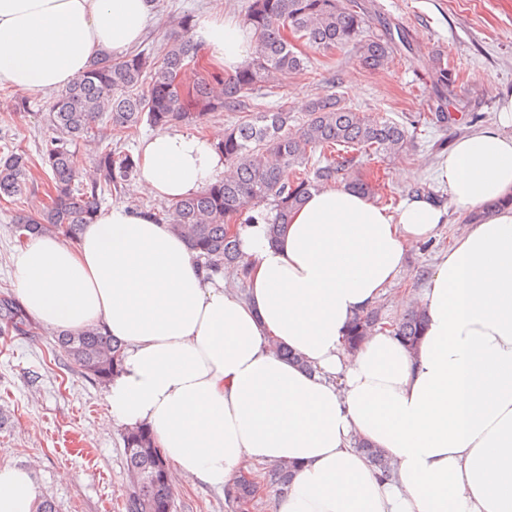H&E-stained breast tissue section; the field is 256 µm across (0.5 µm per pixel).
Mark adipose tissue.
Segmentation results:
<instances>
[{"mask_svg": "<svg viewBox=\"0 0 512 512\" xmlns=\"http://www.w3.org/2000/svg\"><path fill=\"white\" fill-rule=\"evenodd\" d=\"M150 10L149 0H0V88L70 84L99 54L137 44ZM194 33L227 71L252 52L246 30L220 16ZM219 138L143 139L136 190L200 193L225 171ZM438 176L467 212L512 195V97L496 125L456 139ZM446 214L422 197L390 209L349 189L310 193L277 243L264 222L238 226L240 296L167 224L116 203L76 243L26 239L14 292L50 333L95 327L123 342L106 421L149 426L172 482L222 489L244 462H288L278 512H512V208L466 225L438 258L415 348L387 323L344 344L404 271L408 245L433 238ZM362 441L390 458L389 475ZM40 498L30 469L0 467V512H37Z\"/></svg>", "mask_w": 512, "mask_h": 512, "instance_id": "obj_1", "label": "adipose tissue"}]
</instances>
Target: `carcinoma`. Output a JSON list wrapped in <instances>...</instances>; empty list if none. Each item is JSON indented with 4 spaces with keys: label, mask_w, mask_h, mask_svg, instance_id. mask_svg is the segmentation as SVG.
Masks as SVG:
<instances>
[{
    "label": "carcinoma",
    "mask_w": 512,
    "mask_h": 512,
    "mask_svg": "<svg viewBox=\"0 0 512 512\" xmlns=\"http://www.w3.org/2000/svg\"><path fill=\"white\" fill-rule=\"evenodd\" d=\"M368 18L356 0H251L244 26L254 39L253 56L222 80L196 75L180 81L200 50L193 37L194 18L183 15L176 30L165 40L166 51L157 59L138 51L114 59L105 54L93 61L59 94L50 113L54 135L45 143L43 156L49 166V201L35 214L16 220L18 237L60 232L78 238L101 208L105 194L117 191L135 173L129 153L104 150L97 156L98 178L90 184L80 180L71 147L90 137L96 121L103 119L118 134L130 133L142 123L164 130L176 123L202 125L212 112H245L255 106L254 91L282 76L304 71L308 54L288 41L291 32L314 50L331 51L356 45L360 64L372 71L386 66L395 54L413 53L408 32L383 22L384 32L363 36ZM431 90L427 111L419 112L405 126L379 115L359 112L326 90L311 101L307 118L299 128L288 129L291 115L283 110L256 112L224 131L217 149L234 174L219 179L202 192L175 201L166 213L170 227L182 234L197 262L209 274L228 269L244 282L247 269L240 265L239 240L231 224H251L261 218L275 241L312 190L341 186L371 198L378 192L362 168L363 155L388 157L404 151L408 127L422 122L444 131L460 122L457 115L473 114L471 100L457 93V76L444 55L435 52L425 61ZM329 151L313 160L316 150ZM32 179L30 158L17 149L0 153V196L25 192ZM270 212L253 215L265 203ZM421 311L412 307L393 323L395 335L409 348L422 329ZM380 323L378 310L357 317L346 337V346L356 347L369 329ZM57 345L81 373L106 384L119 372L123 344L94 328L64 333ZM124 452L131 484L125 512H172L173 493L167 464L153 434L142 427L126 430ZM360 448L382 473L390 469L388 457L379 449L361 443ZM292 466L277 465L269 471L270 485L280 494L288 489ZM239 503L255 496L253 485L242 478L229 493Z\"/></svg>",
    "instance_id": "1"
}]
</instances>
